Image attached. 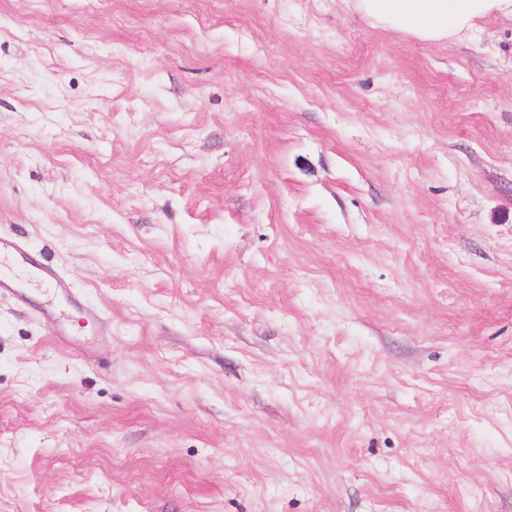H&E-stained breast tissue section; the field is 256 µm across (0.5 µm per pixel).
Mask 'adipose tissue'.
<instances>
[{
    "label": "adipose tissue",
    "mask_w": 512,
    "mask_h": 512,
    "mask_svg": "<svg viewBox=\"0 0 512 512\" xmlns=\"http://www.w3.org/2000/svg\"><path fill=\"white\" fill-rule=\"evenodd\" d=\"M372 25L425 41L470 38L480 22L512 18V0H353Z\"/></svg>",
    "instance_id": "ef3b65f1"
}]
</instances>
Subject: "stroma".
<instances>
[{"mask_svg":"<svg viewBox=\"0 0 512 512\" xmlns=\"http://www.w3.org/2000/svg\"><path fill=\"white\" fill-rule=\"evenodd\" d=\"M0 512H512V20L0 0ZM23 264L28 269L29 282L46 288H65L66 284L58 272L46 265L36 263L29 253L23 252V244L18 241H5L0 238V283L8 279L2 278V268L6 261Z\"/></svg>","mask_w":512,"mask_h":512,"instance_id":"35a3bbf8","label":"stroma"}]
</instances>
